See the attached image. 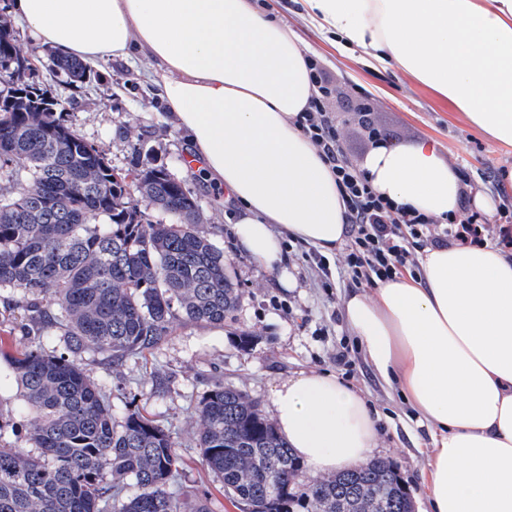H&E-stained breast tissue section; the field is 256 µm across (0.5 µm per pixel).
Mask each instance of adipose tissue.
<instances>
[{"instance_id": "adipose-tissue-1", "label": "adipose tissue", "mask_w": 512, "mask_h": 512, "mask_svg": "<svg viewBox=\"0 0 512 512\" xmlns=\"http://www.w3.org/2000/svg\"><path fill=\"white\" fill-rule=\"evenodd\" d=\"M309 21L373 64H397L512 145V0H302ZM34 41L85 62L157 61L159 87L204 180L241 206L237 244L276 268L287 240L332 255L344 206L294 118L314 88L296 35L254 0H13ZM364 167L396 203L442 217L461 175L433 142L386 146ZM380 378L428 423L431 512H512V259L491 245L426 248L416 277L342 303ZM280 435L316 473L367 462L375 420L329 372L278 384Z\"/></svg>"}]
</instances>
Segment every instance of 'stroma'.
Wrapping results in <instances>:
<instances>
[{"label":"stroma","instance_id":"stroma-1","mask_svg":"<svg viewBox=\"0 0 512 512\" xmlns=\"http://www.w3.org/2000/svg\"><path fill=\"white\" fill-rule=\"evenodd\" d=\"M264 3L344 90L359 87L382 101L374 120L395 136L397 144L433 141L451 166L469 174L476 193L494 202L502 196L512 199V146L483 134L448 98L409 73L375 67L361 53L342 51L309 22L298 0ZM17 47L41 86L66 102L69 124L102 149L112 167L126 173L151 157L182 181L208 216L204 231L223 249L227 271L239 290L238 307L223 326L178 321L151 354L128 357L119 366L105 355L83 354V366L110 401L114 424H122L133 409L146 408L171 433L185 462L175 489L202 499L210 512H239L195 446L197 402L215 385L224 384L247 393L269 417L271 392L279 382L302 372H330L366 398L376 418V458L396 463L416 512H427V424L398 392L387 389L369 363L342 314V301L349 293L342 278L335 274L329 284H322L298 250L270 270L235 244L230 228L236 217L225 208L223 191L206 183L188 164L187 138L175 127L151 79L155 62L139 55L126 62L97 61L90 65L89 79L75 87L53 70L51 49L22 31ZM22 300L17 290L0 288V424L10 441L20 446L26 443L30 420L24 415L10 362L27 348H54L53 343H39L36 331L22 328L5 312L4 302ZM245 334L250 337L246 344L240 341ZM343 345L350 351L348 367L333 358Z\"/></svg>","mask_w":512,"mask_h":512}]
</instances>
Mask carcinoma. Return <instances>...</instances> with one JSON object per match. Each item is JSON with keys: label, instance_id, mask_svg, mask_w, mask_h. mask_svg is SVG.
Returning <instances> with one entry per match:
<instances>
[{"label": "carcinoma", "instance_id": "obj_1", "mask_svg": "<svg viewBox=\"0 0 512 512\" xmlns=\"http://www.w3.org/2000/svg\"><path fill=\"white\" fill-rule=\"evenodd\" d=\"M11 20L0 14V288L30 297L28 321L65 350L28 349L12 361L34 414L28 453L0 436V512H209L171 489L183 469L170 433L141 411L119 427L103 388L82 367L86 351L117 365L152 351L185 319L223 326L239 303L224 251L200 229L197 200L163 164L113 175L104 152L64 119V103L19 69ZM81 83L90 69L56 57ZM171 217L151 223L147 209ZM197 447L239 506L312 512L315 498L372 488L383 512H407L397 475L374 459L337 480L294 490L302 464L258 403L215 386L197 404ZM136 488L125 496L128 488Z\"/></svg>", "mask_w": 512, "mask_h": 512}]
</instances>
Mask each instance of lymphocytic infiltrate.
Returning a JSON list of instances; mask_svg holds the SVG:
<instances>
[{
    "label": "lymphocytic infiltrate",
    "instance_id": "obj_1",
    "mask_svg": "<svg viewBox=\"0 0 512 512\" xmlns=\"http://www.w3.org/2000/svg\"><path fill=\"white\" fill-rule=\"evenodd\" d=\"M307 67L314 95L295 123L316 146L330 168L344 205V246L336 260L314 254L312 262L323 277L340 269L357 288H374L419 268L426 247L481 245L490 241L512 249V208L499 205L495 222L467 210L468 191H461V206L440 219L396 203L378 193L361 163L343 147L344 130L330 110L341 89L333 84L315 57Z\"/></svg>",
    "mask_w": 512,
    "mask_h": 512
}]
</instances>
